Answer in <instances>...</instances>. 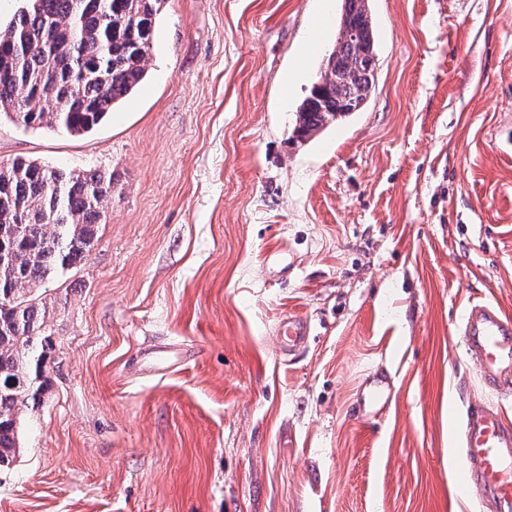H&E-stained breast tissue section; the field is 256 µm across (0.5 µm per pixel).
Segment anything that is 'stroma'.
I'll use <instances>...</instances> for the list:
<instances>
[{
    "label": "stroma",
    "instance_id": "1",
    "mask_svg": "<svg viewBox=\"0 0 512 512\" xmlns=\"http://www.w3.org/2000/svg\"><path fill=\"white\" fill-rule=\"evenodd\" d=\"M341 5L164 0L92 132L0 118V162L112 172L0 512H488L455 431L512 427L460 331L512 317V0H371L367 108L298 142Z\"/></svg>",
    "mask_w": 512,
    "mask_h": 512
}]
</instances>
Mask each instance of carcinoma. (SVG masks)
Segmentation results:
<instances>
[{"label":"carcinoma","instance_id":"1","mask_svg":"<svg viewBox=\"0 0 512 512\" xmlns=\"http://www.w3.org/2000/svg\"><path fill=\"white\" fill-rule=\"evenodd\" d=\"M0 28V116L26 128L81 136L141 85L160 0H30ZM339 46L328 54L330 76L296 108V137L365 109L377 80L376 30L369 0H344ZM112 174L96 168L49 169L16 158L0 164V470L20 448L23 409L45 390L51 336L43 285L81 264L106 223Z\"/></svg>","mask_w":512,"mask_h":512}]
</instances>
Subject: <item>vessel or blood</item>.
<instances>
[{
  "label": "vessel or blood",
  "instance_id": "vessel-or-blood-1",
  "mask_svg": "<svg viewBox=\"0 0 512 512\" xmlns=\"http://www.w3.org/2000/svg\"><path fill=\"white\" fill-rule=\"evenodd\" d=\"M462 334L489 378L512 372V318L491 304H472L462 318ZM465 454L473 467L462 485L479 481L494 512H512V430L499 409L486 404L469 410L464 432Z\"/></svg>",
  "mask_w": 512,
  "mask_h": 512
}]
</instances>
